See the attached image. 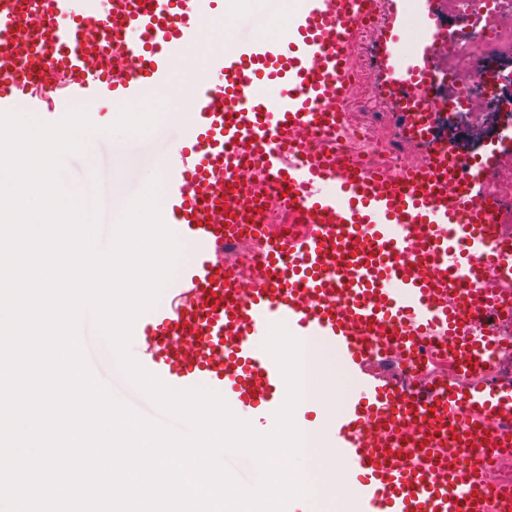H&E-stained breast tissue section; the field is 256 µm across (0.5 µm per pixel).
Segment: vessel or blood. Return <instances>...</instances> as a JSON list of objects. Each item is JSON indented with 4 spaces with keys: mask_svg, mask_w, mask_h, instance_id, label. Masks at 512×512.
I'll return each mask as SVG.
<instances>
[{
    "mask_svg": "<svg viewBox=\"0 0 512 512\" xmlns=\"http://www.w3.org/2000/svg\"><path fill=\"white\" fill-rule=\"evenodd\" d=\"M0 0V110L46 122L70 107L119 110L169 87L224 12L223 0ZM445 0H305L285 36L235 39L212 52L184 104L183 144L157 168L167 183L162 217L190 259L140 316V363L167 385L220 393L237 414L272 430L286 387L261 347L285 323L299 339L335 347L364 391L333 423L335 448L358 486L362 512H512V482L486 478L499 437L483 421L512 423V387L462 384L484 374L499 339L492 313H512V290L489 287L487 263L512 280V238L496 231L501 204L483 190L472 157L439 130L456 104L439 52L448 44ZM418 25L412 50L401 35ZM106 33L91 42L88 33ZM366 78L389 93L403 137L425 150L417 169L391 174L344 147L307 161L299 128L338 134L352 104L354 55L365 32ZM121 53L122 76L108 60ZM60 60V93L34 92L18 62ZM250 170L311 231L269 241L250 287L221 256L253 200ZM434 356L454 375L415 388L368 371L379 345ZM419 433L405 436L403 422Z\"/></svg>",
    "mask_w": 512,
    "mask_h": 512,
    "instance_id": "obj_1",
    "label": "vessel or blood"
}]
</instances>
